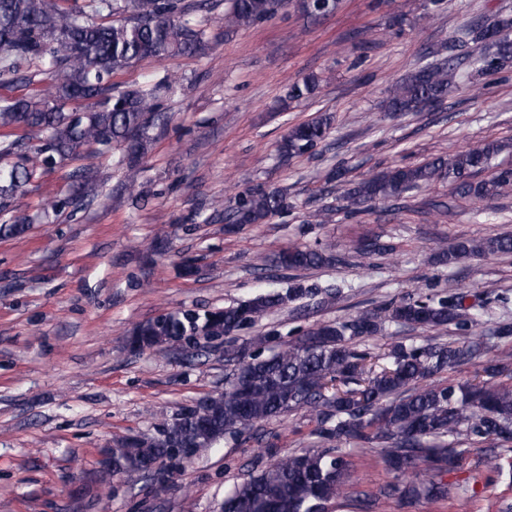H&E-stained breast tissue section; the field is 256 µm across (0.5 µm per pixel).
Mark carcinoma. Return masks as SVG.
<instances>
[{
    "label": "carcinoma",
    "mask_w": 512,
    "mask_h": 512,
    "mask_svg": "<svg viewBox=\"0 0 512 512\" xmlns=\"http://www.w3.org/2000/svg\"><path fill=\"white\" fill-rule=\"evenodd\" d=\"M287 0H224V32L266 21ZM341 0H304V13L327 17ZM209 0H0V235L17 238L30 227L16 200L42 175L87 149L104 155L121 150L115 164L125 168V186L136 195L139 162L154 141L161 118L162 96L177 81L169 77L123 86L114 77L133 64L200 55L223 32L212 30ZM476 55L469 67L495 73L512 65V18L478 24L468 32ZM458 62L423 65L393 84L383 101L381 121L391 113L420 112L440 105L459 78ZM323 78L308 74L288 88V98L310 100ZM332 117L320 114L288 129L277 147L281 158L308 153L326 141ZM504 145L490 141L449 157L393 168L364 178L342 195L344 210L362 212L365 205L401 200L439 181L452 187L454 199L491 200L512 187V168H499L489 179L480 176ZM70 191L48 200L54 214L91 201L99 193V175L90 165L68 174ZM212 214L226 224H268L288 213L283 190L263 185L238 191L228 202L214 200ZM512 254V234L494 235L477 243L458 241L438 253L453 266L471 255ZM333 257L315 248L282 249L262 259L260 270L311 269ZM318 288L299 286L284 292L259 293L229 308L163 311L131 329L129 347L141 354L162 351L164 344L190 340L203 333L224 336V362L229 371L224 390L211 394L199 413L184 407L181 420H161L160 441L137 438L110 448L117 474L142 473L154 495L168 492L164 474L176 469L175 449L203 438L216 445L231 439L266 440L241 481L224 493L220 512H373L381 499L399 502L425 499L451 502L458 512L467 497L445 479L456 470L469 446L492 441L496 448L484 459L485 481L498 472L495 449H512V353L508 360H489L479 379L462 383L430 381L482 358L495 338L512 343V323L496 327L493 336L469 342L394 345L388 363L361 347L364 339L382 332L387 323L442 330L453 324L468 331L475 323L460 293L442 296L408 294L375 313L360 312L346 321L316 325L298 340L280 348L274 332L247 346L232 336L253 327L270 312ZM313 416L314 434L326 444L281 455L264 425L288 414ZM369 448L394 473V480L374 495L347 492L349 462L346 446Z\"/></svg>",
    "instance_id": "cac0c4a2"
}]
</instances>
